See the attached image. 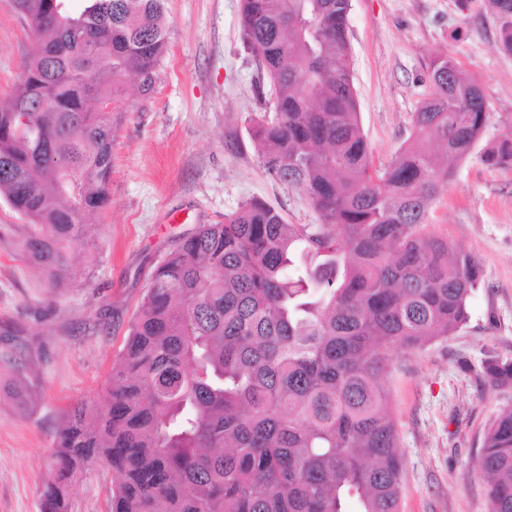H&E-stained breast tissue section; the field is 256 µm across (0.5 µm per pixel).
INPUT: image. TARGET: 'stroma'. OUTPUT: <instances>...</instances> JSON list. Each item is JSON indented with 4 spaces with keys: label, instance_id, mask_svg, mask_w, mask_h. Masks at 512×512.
I'll list each match as a JSON object with an SVG mask.
<instances>
[{
    "label": "stroma",
    "instance_id": "35a3bbf8",
    "mask_svg": "<svg viewBox=\"0 0 512 512\" xmlns=\"http://www.w3.org/2000/svg\"><path fill=\"white\" fill-rule=\"evenodd\" d=\"M239 0H166L168 49L153 92L127 85L114 131L110 204L92 240L70 256L78 276L42 288L20 252L0 245V512H41L54 433L77 403L102 404L155 264L201 224L259 199L286 223L319 217L303 191L265 173L250 130L273 118L246 46ZM351 76L372 166L405 146L432 92L431 61L454 58L489 104L478 142L493 145L512 113V55L499 48L488 0H351ZM33 39L0 0V100L18 83ZM428 230L469 253L481 283L470 320L419 350L396 349L388 381L404 456L401 512H487L474 464L488 424L512 408V385L477 376L487 356L512 359V166L455 162ZM24 385L18 408L8 389ZM113 478L92 465L74 484V512H108Z\"/></svg>",
    "mask_w": 512,
    "mask_h": 512
}]
</instances>
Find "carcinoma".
I'll return each mask as SVG.
<instances>
[{
    "label": "carcinoma",
    "mask_w": 512,
    "mask_h": 512,
    "mask_svg": "<svg viewBox=\"0 0 512 512\" xmlns=\"http://www.w3.org/2000/svg\"><path fill=\"white\" fill-rule=\"evenodd\" d=\"M512 54V0H491ZM35 40L0 106V198L27 223L13 240L53 290L68 246L110 204L112 129L125 81L153 91L165 0H13ZM351 0H240L244 40L276 91L252 137L272 178L303 189L318 224L252 200L201 224L155 265L103 405L57 433L44 512L101 463L108 512H399L403 456L389 411L392 352L458 332L477 262L427 236L429 209L488 118L478 82L431 61L433 96L408 145L371 171L350 74ZM27 120L19 122V112ZM512 166V116L480 154ZM480 372L512 383V359ZM476 470L487 512H512V408L487 427Z\"/></svg>",
    "instance_id": "carcinoma-1"
}]
</instances>
